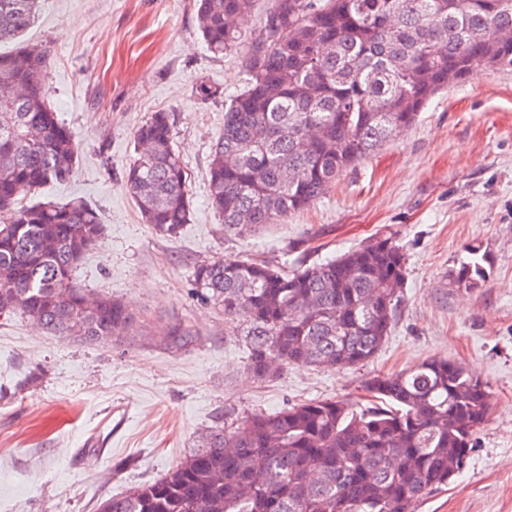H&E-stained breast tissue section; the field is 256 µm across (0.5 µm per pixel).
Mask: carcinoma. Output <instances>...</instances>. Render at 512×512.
Listing matches in <instances>:
<instances>
[{
    "label": "carcinoma",
    "mask_w": 512,
    "mask_h": 512,
    "mask_svg": "<svg viewBox=\"0 0 512 512\" xmlns=\"http://www.w3.org/2000/svg\"><path fill=\"white\" fill-rule=\"evenodd\" d=\"M254 0H196L210 52H239L242 87L224 100L212 145L209 199L224 234L244 236L323 197L348 169L412 126L438 91L490 69H512V0H273L247 32ZM39 0H0V316L20 313L56 336L121 343L141 328L127 304L72 283L102 238L81 199L21 200L70 181L75 133L48 101V50L23 40ZM124 180L145 223L173 236L190 222L169 117L135 133ZM451 271L459 289L489 278L481 246ZM407 258L390 235L290 270L251 258L193 267L197 298L235 324L247 368L266 382L288 366L350 368L369 361L394 324ZM176 323L162 338L188 350ZM368 405L310 400L224 417L164 477L109 497L99 512H414L463 470L488 419L487 385L463 366L429 359L365 382Z\"/></svg>",
    "instance_id": "cac0c4a2"
}]
</instances>
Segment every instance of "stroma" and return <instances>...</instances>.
<instances>
[{
  "mask_svg": "<svg viewBox=\"0 0 512 512\" xmlns=\"http://www.w3.org/2000/svg\"><path fill=\"white\" fill-rule=\"evenodd\" d=\"M26 38L51 50L49 102L81 149L70 182L37 197L79 196L99 210L104 235L73 281L123 299L146 326L132 342L98 344L0 317V512H96L101 499L164 476L225 414L313 399L361 406L366 380L434 357L478 376L493 407L464 469L415 512H512V70L448 86L314 205L239 240L224 234L206 173L241 58L207 51L196 0H41ZM202 78L221 97L198 98ZM156 112L170 116L193 201L173 236L143 223L123 182L134 132ZM383 232L407 255L400 312L379 352L350 369L293 366L255 382L235 326L191 292L196 262L293 269ZM469 244L492 265L484 286L464 291L449 273ZM175 322L197 333L195 348L159 344Z\"/></svg>",
  "mask_w": 512,
  "mask_h": 512,
  "instance_id": "1",
  "label": "stroma"
}]
</instances>
